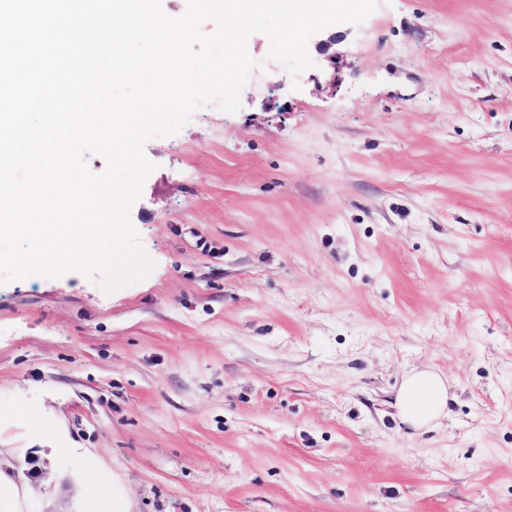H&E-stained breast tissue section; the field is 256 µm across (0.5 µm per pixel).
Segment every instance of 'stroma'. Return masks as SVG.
Here are the masks:
<instances>
[{"label":"stroma","mask_w":512,"mask_h":512,"mask_svg":"<svg viewBox=\"0 0 512 512\" xmlns=\"http://www.w3.org/2000/svg\"><path fill=\"white\" fill-rule=\"evenodd\" d=\"M144 146L154 263L0 285V512H512V0H376ZM432 363L448 424L389 400Z\"/></svg>","instance_id":"obj_1"}]
</instances>
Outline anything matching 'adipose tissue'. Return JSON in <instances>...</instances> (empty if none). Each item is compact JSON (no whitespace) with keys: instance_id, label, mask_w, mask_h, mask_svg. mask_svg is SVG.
<instances>
[{"instance_id":"adipose-tissue-1","label":"adipose tissue","mask_w":512,"mask_h":512,"mask_svg":"<svg viewBox=\"0 0 512 512\" xmlns=\"http://www.w3.org/2000/svg\"><path fill=\"white\" fill-rule=\"evenodd\" d=\"M454 398L447 374L425 365L404 373L393 405L398 422L415 435L441 427Z\"/></svg>"}]
</instances>
